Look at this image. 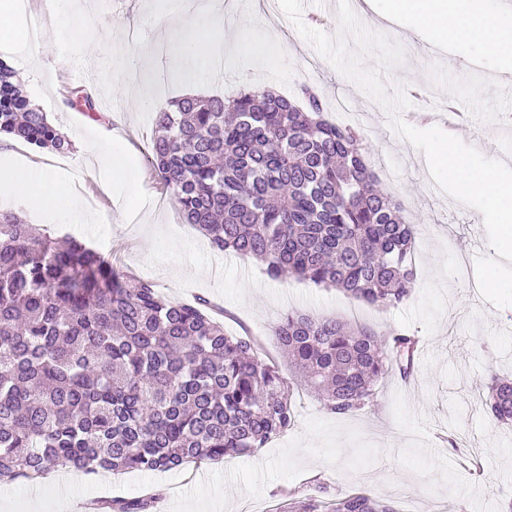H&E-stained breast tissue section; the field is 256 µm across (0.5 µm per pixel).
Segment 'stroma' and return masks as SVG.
<instances>
[{
	"label": "stroma",
	"instance_id": "stroma-1",
	"mask_svg": "<svg viewBox=\"0 0 512 512\" xmlns=\"http://www.w3.org/2000/svg\"><path fill=\"white\" fill-rule=\"evenodd\" d=\"M233 12H259L277 22L285 39L268 40L261 25L246 28L251 52L226 59L223 76H200L180 58L164 69L150 44L166 39L164 0H67L64 10L44 11L46 45L40 55L12 48L0 58L20 74L35 107L70 137L65 154L39 153L25 143L0 141V209L37 223L17 174L41 169L60 179L75 166L92 170L75 184L97 230L74 223L59 209L48 230L93 248L108 262L154 283L166 299L192 303L207 298L227 333L259 341L262 359L277 362L286 378L294 371L272 330L298 311L335 317L381 333L417 336L410 377L391 374L373 401L348 416L327 413L303 387L293 389L291 430L246 457L204 466L189 463L167 472H103L76 482L61 471L36 480L0 481V501L27 512L26 500L42 498V512H65L71 497L112 500L151 496L152 512H277L284 501L328 502L364 492L393 502L397 512H512V427L493 425L480 397L490 379H512V307L496 308L474 287L477 257L491 255L481 214L435 186L423 154L389 126L388 114L323 58L296 30L278 0H227ZM82 21L87 41L74 36ZM362 23L399 43L401 63L382 69L387 91L419 89L414 108L462 115L461 139L484 156L512 164V74L491 82L487 61H466L465 50H440L404 27L365 15ZM251 69L253 82L292 93L303 80L318 83L336 122L366 135L365 159L378 177L392 176V196L415 225L412 261L418 281L398 308L380 310L334 288L290 277L272 281L255 260L215 251L189 224L150 163L153 106L141 104L129 78L146 81L151 94H185L195 77L199 95L239 90L237 75ZM94 88L103 120L67 105L73 88ZM454 435L457 446L445 442Z\"/></svg>",
	"mask_w": 512,
	"mask_h": 512
}]
</instances>
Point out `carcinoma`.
Masks as SVG:
<instances>
[{
	"instance_id": "cac0c4a2",
	"label": "carcinoma",
	"mask_w": 512,
	"mask_h": 512,
	"mask_svg": "<svg viewBox=\"0 0 512 512\" xmlns=\"http://www.w3.org/2000/svg\"><path fill=\"white\" fill-rule=\"evenodd\" d=\"M68 103L98 118L94 91L76 88ZM156 112L152 167L213 249L259 261L270 280L293 276L382 309L415 288L414 226L379 188L363 132L325 118L316 83L293 99L251 87L170 99ZM2 135L72 149L0 61ZM274 335L297 380L336 415L371 403L394 370L409 373L419 344L301 312ZM291 391L253 338L224 331L209 302H171L94 249L0 211V481L252 455L293 426ZM481 404L491 423L512 426V380L494 379ZM151 503L108 508L149 512ZM285 512L394 509L361 492Z\"/></svg>"
}]
</instances>
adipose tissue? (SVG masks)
<instances>
[{"mask_svg": "<svg viewBox=\"0 0 512 512\" xmlns=\"http://www.w3.org/2000/svg\"><path fill=\"white\" fill-rule=\"evenodd\" d=\"M382 16L403 18L415 34L436 46L472 47L488 57L495 69L512 72V22L492 16L487 0H381ZM209 24L184 14L166 21L168 40L183 54L209 65L217 40V24L227 12L224 0H208Z\"/></svg>", "mask_w": 512, "mask_h": 512, "instance_id": "1", "label": "adipose tissue"}]
</instances>
